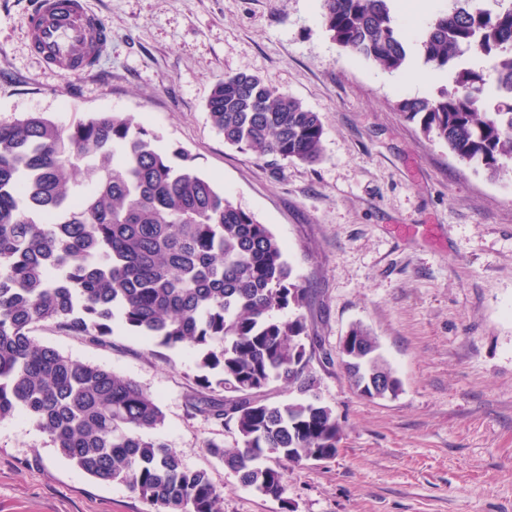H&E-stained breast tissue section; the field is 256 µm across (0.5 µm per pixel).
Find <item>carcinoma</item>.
Instances as JSON below:
<instances>
[{"label":"carcinoma","mask_w":512,"mask_h":512,"mask_svg":"<svg viewBox=\"0 0 512 512\" xmlns=\"http://www.w3.org/2000/svg\"><path fill=\"white\" fill-rule=\"evenodd\" d=\"M390 2L321 0V23L341 49L400 72L411 48ZM415 46L423 64L455 69L453 86L402 99L398 110L460 163L512 178V0H448ZM206 107L224 143L257 160L322 158L320 114L256 75L224 76ZM156 141L116 113L67 128L39 114L0 121V422L25 415L63 458L126 484L152 512H224L208 474L155 437L165 422L155 396L31 338L50 323L104 343L117 312L155 346L192 351L200 375L189 410L238 437L235 448L210 441L207 452L244 486L284 502L282 467L334 458L340 437L308 370L318 340L299 309L309 289L267 225ZM80 173L90 186L68 191ZM285 309L293 314L276 316ZM349 336L360 348L340 362L355 389L371 394L373 361L398 391L376 338L361 326ZM276 382L303 398L267 401ZM269 455L276 466L259 463Z\"/></svg>","instance_id":"cac0c4a2"}]
</instances>
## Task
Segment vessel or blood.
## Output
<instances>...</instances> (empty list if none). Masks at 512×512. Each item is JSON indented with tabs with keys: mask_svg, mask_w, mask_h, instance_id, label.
I'll list each match as a JSON object with an SVG mask.
<instances>
[{
	"mask_svg": "<svg viewBox=\"0 0 512 512\" xmlns=\"http://www.w3.org/2000/svg\"><path fill=\"white\" fill-rule=\"evenodd\" d=\"M97 22L83 0H36L29 32L42 60L67 74L73 70L72 59L82 60L89 54V35Z\"/></svg>",
	"mask_w": 512,
	"mask_h": 512,
	"instance_id": "b4317fda",
	"label": "vessel or blood"
}]
</instances>
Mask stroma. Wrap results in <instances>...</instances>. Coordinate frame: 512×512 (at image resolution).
<instances>
[{
    "label": "stroma",
    "instance_id": "1",
    "mask_svg": "<svg viewBox=\"0 0 512 512\" xmlns=\"http://www.w3.org/2000/svg\"><path fill=\"white\" fill-rule=\"evenodd\" d=\"M109 30L98 63L68 76L28 34L31 0H0V121L39 113L68 125L99 112L144 124L181 148L234 205L269 226L309 298L311 335L336 352L353 326L376 336L396 394L354 391L340 363L311 359L342 430L327 461L285 473V501L242 486L205 450L232 430L192 414L191 351L158 347L112 322L97 344L44 323L32 339L133 380L165 415L160 440L224 493V512H512V180L460 164L399 112L417 87L412 58L391 72L342 50L320 0H86ZM254 74L324 122L313 165L258 161L228 146L206 100ZM0 512H151L124 483L61 457L46 433L0 422Z\"/></svg>",
    "mask_w": 512,
    "mask_h": 512
}]
</instances>
